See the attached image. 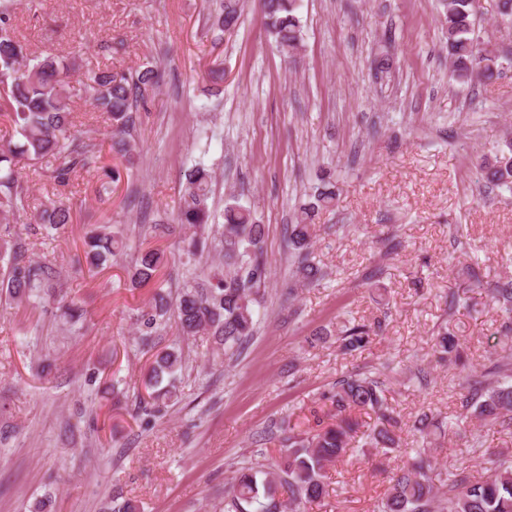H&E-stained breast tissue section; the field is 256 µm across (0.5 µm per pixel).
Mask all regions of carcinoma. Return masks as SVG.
<instances>
[{
	"label": "carcinoma",
	"instance_id": "obj_1",
	"mask_svg": "<svg viewBox=\"0 0 512 512\" xmlns=\"http://www.w3.org/2000/svg\"><path fill=\"white\" fill-rule=\"evenodd\" d=\"M21 0H0V117L13 128L15 141L0 145V303L6 305L55 295L48 264L25 258L16 242L10 219L31 215L47 232L71 221V207L62 199L71 177L79 170H90L102 152V145L75 130L73 103L81 98L112 121L111 148L122 154L126 169L134 168L136 144L129 139L136 113L147 109L159 88L161 74L145 63L134 70L111 67L89 69L78 85L68 81L76 61L53 55H28L13 28L12 17ZM299 0H263L266 29L280 51L290 57L302 43V26L297 15ZM444 33L448 58L456 81L466 83L483 75L492 77L496 59L484 53L472 37L480 0H445ZM243 6L228 0L220 12L208 17L210 27L220 32L237 27ZM24 160L43 162V176L52 192L34 203L22 176ZM481 177L494 185H512V144L481 165ZM212 172L195 166L186 174V186L176 215L177 223L193 230L185 239L184 251L190 261L187 275L176 298L170 299L159 283L167 261L158 248H143L133 255L127 267L133 288H153L149 311L140 315L143 327L140 343L154 348V336L176 325L180 335L212 336L216 351L233 358L257 332L256 305L267 278L260 247L264 225L251 212L230 204L224 208L222 224H211L207 199ZM335 193L328 187L319 191L316 203L303 207L286 227V242L293 258L295 276L308 285L324 278V272L311 256L314 213L329 206ZM86 262L93 269L106 267L125 253L123 232L100 227L86 234ZM210 244L224 248V266L208 267L196 257ZM490 296L504 313L502 328L512 332V278L496 280ZM382 332V323L354 324L345 330L341 347L346 352L363 348L371 336ZM441 357L465 364L458 340L446 330L434 336ZM185 363L181 347L173 344L153 355L147 386L157 401L161 393H172L177 375ZM169 389L157 387L163 379ZM336 411V423L321 430L289 429L288 444L279 459L269 464L244 461L224 496V512H300L301 506L319 500L326 493L325 467L343 458L359 422L350 413L371 411L378 425L363 433L364 445L388 453L396 448L403 455L414 452L419 460L400 468L377 512H512V456L482 449L479 437L472 436V447L491 459L494 474L475 482L470 473L458 469L448 473L441 490L428 475L422 456L432 445L433 418L423 413L411 426V447L396 433L399 418L389 411L379 378L365 373L343 375L322 395ZM460 407L490 429L512 426V357L503 356L491 367L473 371L467 377V391L460 394Z\"/></svg>",
	"mask_w": 512,
	"mask_h": 512
}]
</instances>
